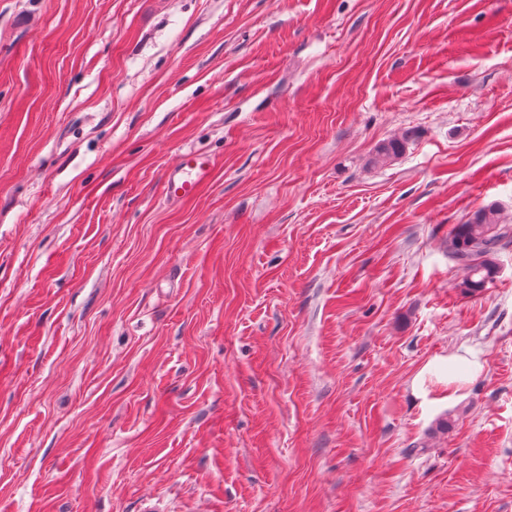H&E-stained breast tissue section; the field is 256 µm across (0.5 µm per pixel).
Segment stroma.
Segmentation results:
<instances>
[{"mask_svg":"<svg viewBox=\"0 0 512 512\" xmlns=\"http://www.w3.org/2000/svg\"><path fill=\"white\" fill-rule=\"evenodd\" d=\"M493 202L512 0H0V512H512ZM211 177L210 160L194 151L181 153L170 170L164 191L173 199L193 197ZM511 223L496 204H487L456 225L448 237V255L466 271L462 283L465 290L480 291L495 280V254L505 240L511 239Z\"/></svg>","mask_w":512,"mask_h":512,"instance_id":"obj_1","label":"stroma"}]
</instances>
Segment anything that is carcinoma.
Wrapping results in <instances>:
<instances>
[{
    "label": "carcinoma",
    "mask_w": 512,
    "mask_h": 512,
    "mask_svg": "<svg viewBox=\"0 0 512 512\" xmlns=\"http://www.w3.org/2000/svg\"><path fill=\"white\" fill-rule=\"evenodd\" d=\"M400 152V142L388 141L376 147L373 162L386 164ZM512 238V221L495 204H487L448 237V255L466 271L463 287L476 292L492 283L498 274L495 254L498 247Z\"/></svg>",
    "instance_id": "carcinoma-1"
}]
</instances>
